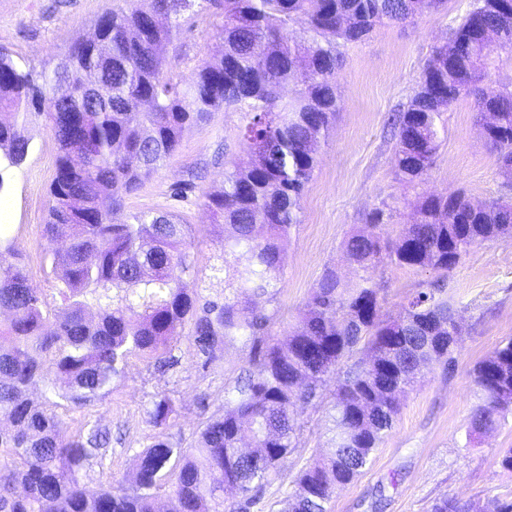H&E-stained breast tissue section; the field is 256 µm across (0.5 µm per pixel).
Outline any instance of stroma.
<instances>
[{"instance_id":"35a3bbf8","label":"stroma","mask_w":512,"mask_h":512,"mask_svg":"<svg viewBox=\"0 0 512 512\" xmlns=\"http://www.w3.org/2000/svg\"><path fill=\"white\" fill-rule=\"evenodd\" d=\"M470 2L448 0L447 7L414 23L378 26L365 42L345 47L346 63L336 78L341 97L336 129L328 143L318 147V163L301 199V222L288 243L277 301L256 298L251 304L252 310L271 315L272 335H283L297 322L326 271L352 279L344 243L364 229L376 207L390 205L393 218L386 230L393 234L408 221L421 192L461 190L479 200L512 196L482 139L470 96L459 98L445 112L447 132L425 182L412 189L395 176L396 139L388 119L407 108L434 46L447 41ZM125 5V0H0V49L35 69L53 68L73 43L92 37L99 16ZM179 22L182 34L162 51L160 68L165 78L184 86L202 60L220 54L224 16L208 0H195ZM241 124L240 113H210L204 124L185 130L165 166L124 201L125 212L168 211L191 224L193 259L203 276L221 264L224 243V227L211 222L206 195L224 180L225 155L240 149ZM28 135L26 161L0 178V235L11 240L31 288L49 308L57 309L62 301L50 273L49 251L64 249L66 240L51 243L44 233L57 144L40 116L31 117ZM177 185L183 189L178 197L172 194ZM374 277L383 288L380 314L386 317L397 315L406 298L428 287L436 275L427 269L385 266ZM445 291L462 326L455 371L430 364L424 383L403 399L392 430L363 473L336 488L330 512H373L379 489L385 495L380 512H426L431 501L444 494L480 506L483 512H495L512 501V471L500 465L503 452L512 448V416L489 433L468 432L470 415L479 403L472 368L512 336V242L471 248L449 273ZM188 333V328L179 330L173 366L160 369L142 357H130L125 377L112 394L83 409L65 402L56 407L64 438L76 436L87 423L112 431L106 451L111 472L103 474L98 459H90L84 475L89 492L111 480L129 479L137 452L156 435L192 446L207 419L223 413L224 387L246 369L248 350L232 341L207 357ZM162 395L173 400L176 414L168 426L158 428L149 411ZM330 409L326 398L314 406L295 404L293 413L304 422V434L299 449L267 485L265 504L285 497L312 452L329 453Z\"/></svg>"}]
</instances>
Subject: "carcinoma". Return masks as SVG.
<instances>
[{
	"instance_id": "1",
	"label": "carcinoma",
	"mask_w": 512,
	"mask_h": 512,
	"mask_svg": "<svg viewBox=\"0 0 512 512\" xmlns=\"http://www.w3.org/2000/svg\"><path fill=\"white\" fill-rule=\"evenodd\" d=\"M447 0H220L221 55L203 61L181 88L165 80L159 52L180 34L175 17L191 0H148L102 15V44L72 45L50 72L22 69L0 50V187L3 173L21 166L30 150L28 119L42 115L56 144V175L45 235L68 229V247L51 252L66 307L48 318L18 263L0 262V415L14 429L0 431V512H154L162 477L175 472L168 512H252L260 492L298 448L302 426L292 416L325 390L328 377L358 353L333 394V451L302 468L278 512H328L336 489L355 480L393 427L402 396L433 360L456 367L459 324L442 286L407 299L396 317L382 320L379 266L430 269L440 275L477 244L512 241V201L474 200L461 192L426 193L412 221L391 239L385 211L346 242L355 277L334 272L313 287L302 317L280 339L268 332L271 316L240 308V296L273 302L283 276L288 239L301 223V199L317 165L320 138L339 109L336 76L340 47L364 41L383 23H412ZM296 23L306 37L288 35ZM512 47V0H474L435 48L407 109L395 123L396 176L422 183L445 134L442 115L472 95L484 139L499 173L512 184V86L492 79L494 47ZM95 71L98 98L81 96ZM240 112V151L224 159V185L208 195L213 220L224 225V297L202 296L191 256V225L179 216L126 214L123 198L149 178L180 145L185 129L218 110ZM96 306L92 320L85 310ZM191 326L198 351L211 356L242 340L248 368L210 417L197 445L165 438L137 455L133 480L87 493L82 471L110 443L98 426L72 439L60 435L57 400L85 408L116 387L133 354L158 367L170 363L177 329ZM483 404L470 431L483 433L512 415V337L472 369ZM41 382L43 405L26 397ZM176 414L172 400H154L149 415L163 427ZM247 455H237L244 432ZM237 500L224 506V492ZM430 512H480L443 494Z\"/></svg>"
}]
</instances>
